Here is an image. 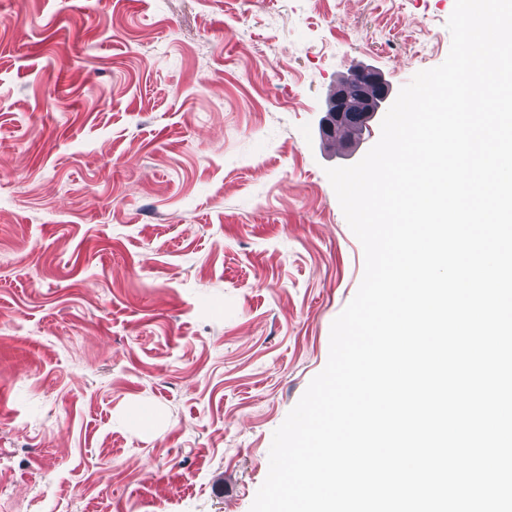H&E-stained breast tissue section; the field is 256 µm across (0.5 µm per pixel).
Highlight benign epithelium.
<instances>
[{
	"mask_svg": "<svg viewBox=\"0 0 512 512\" xmlns=\"http://www.w3.org/2000/svg\"><path fill=\"white\" fill-rule=\"evenodd\" d=\"M391 88L382 75L373 69L357 70L342 81L331 97L323 130L332 132L347 123L353 112L361 113L363 125L375 117L389 99Z\"/></svg>",
	"mask_w": 512,
	"mask_h": 512,
	"instance_id": "1",
	"label": "benign epithelium"
}]
</instances>
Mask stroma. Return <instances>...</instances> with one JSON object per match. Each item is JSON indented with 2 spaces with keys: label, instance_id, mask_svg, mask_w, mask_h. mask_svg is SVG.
Wrapping results in <instances>:
<instances>
[{
  "label": "stroma",
  "instance_id": "1",
  "mask_svg": "<svg viewBox=\"0 0 512 512\" xmlns=\"http://www.w3.org/2000/svg\"><path fill=\"white\" fill-rule=\"evenodd\" d=\"M455 0H0V512H250L363 247L329 92Z\"/></svg>",
  "mask_w": 512,
  "mask_h": 512
}]
</instances>
